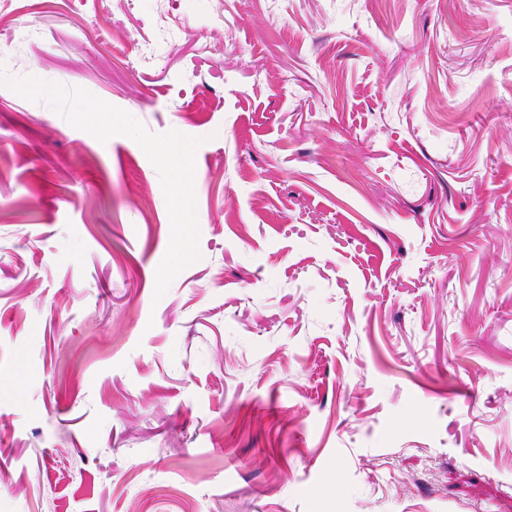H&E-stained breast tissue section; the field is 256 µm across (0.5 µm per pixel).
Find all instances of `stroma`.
Masks as SVG:
<instances>
[{
	"label": "stroma",
	"instance_id": "obj_1",
	"mask_svg": "<svg viewBox=\"0 0 512 512\" xmlns=\"http://www.w3.org/2000/svg\"><path fill=\"white\" fill-rule=\"evenodd\" d=\"M0 512H512V0H7Z\"/></svg>",
	"mask_w": 512,
	"mask_h": 512
}]
</instances>
